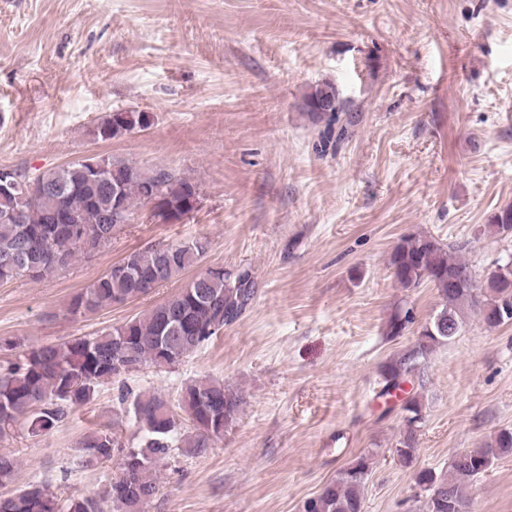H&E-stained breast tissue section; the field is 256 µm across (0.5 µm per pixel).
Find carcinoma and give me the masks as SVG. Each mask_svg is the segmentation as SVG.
Here are the masks:
<instances>
[{"label":"carcinoma","mask_w":512,"mask_h":512,"mask_svg":"<svg viewBox=\"0 0 512 512\" xmlns=\"http://www.w3.org/2000/svg\"><path fill=\"white\" fill-rule=\"evenodd\" d=\"M299 110L328 119L327 133L339 124L344 111L336 87L318 84L299 103ZM151 124L146 112L117 110L99 118L90 131L97 141L121 138ZM121 189V217L129 222L135 207L160 201L158 217L176 221L200 199V185L169 171L143 172L136 164L97 155L43 171L27 178L14 169L0 168V281L40 279L71 261L107 244L117 230L112 186ZM496 236L512 230V204L496 211L487 224ZM209 241L195 238L181 244H154L133 251L78 292L68 312L85 316L98 310L150 294L176 280L207 253ZM392 274L401 288L428 283L441 298V309L420 331L416 343L404 354L383 365L385 385L380 393L390 397L437 346L458 335L473 311L489 328L509 321L512 310V262L498 259L478 284L476 273L464 259L452 255L437 239L410 235L401 240L389 258ZM462 284L448 288V277ZM256 282L247 269L224 275L223 268H209L142 317L103 330L90 337H75L60 344L30 347L0 369V439L18 425L29 422L36 434L63 421L68 409L91 401L99 386L140 370L178 363L209 342L226 326L237 322L251 305ZM241 394L224 382L202 378L185 384L179 408L189 423L181 433L179 415L156 393L141 392L132 406L143 432L141 443L127 448L109 429L87 433L81 447L83 465L94 467L123 454L115 487L121 489L112 502L113 512H144L158 492L156 463L173 443L181 441L187 453L202 456L224 437L237 421ZM404 426L395 449L400 463L408 466L418 452L423 406L418 397L402 399ZM512 456V430L502 429L482 448L453 454L448 472L417 473L425 492L422 512H448V499L470 503L468 482L495 461ZM371 458L357 456L336 479L304 502L302 512H362L363 487ZM20 462L0 454V486L12 483ZM104 497L89 492L61 505L45 484H31L0 496V512H104Z\"/></svg>","instance_id":"carcinoma-1"}]
</instances>
